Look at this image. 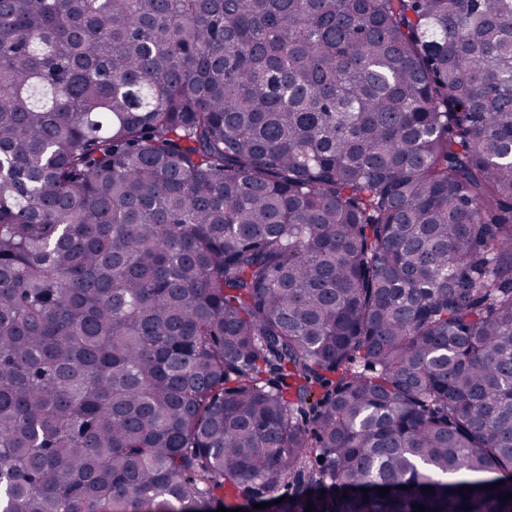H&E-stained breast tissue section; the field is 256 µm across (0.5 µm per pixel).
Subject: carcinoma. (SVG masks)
Masks as SVG:
<instances>
[{"mask_svg": "<svg viewBox=\"0 0 512 512\" xmlns=\"http://www.w3.org/2000/svg\"><path fill=\"white\" fill-rule=\"evenodd\" d=\"M296 477L512 512V0H0V512Z\"/></svg>", "mask_w": 512, "mask_h": 512, "instance_id": "cac0c4a2", "label": "carcinoma"}]
</instances>
